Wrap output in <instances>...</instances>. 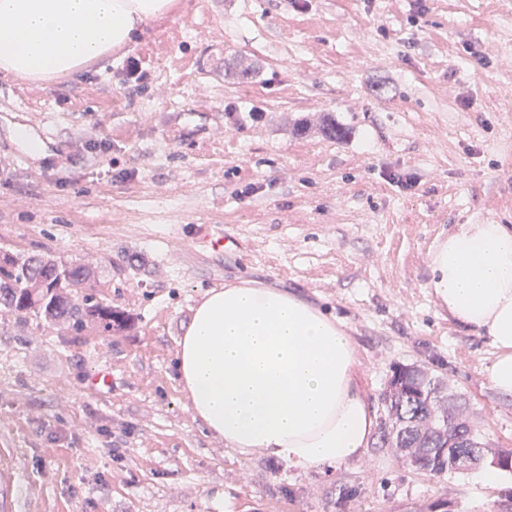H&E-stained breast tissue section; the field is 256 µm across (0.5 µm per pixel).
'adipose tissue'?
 Here are the masks:
<instances>
[{
  "label": "adipose tissue",
  "mask_w": 512,
  "mask_h": 512,
  "mask_svg": "<svg viewBox=\"0 0 512 512\" xmlns=\"http://www.w3.org/2000/svg\"><path fill=\"white\" fill-rule=\"evenodd\" d=\"M174 0H0V71L51 81L131 43ZM429 286L497 350L492 388L512 397V225L462 224L430 256ZM177 382L206 430L239 453L301 470L357 459L377 418L342 322L247 284L212 292L176 348Z\"/></svg>",
  "instance_id": "1"
}]
</instances>
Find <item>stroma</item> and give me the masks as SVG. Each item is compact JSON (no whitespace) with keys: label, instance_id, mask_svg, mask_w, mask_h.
Instances as JSON below:
<instances>
[{"label":"stroma","instance_id":"35a3bbf8","mask_svg":"<svg viewBox=\"0 0 512 512\" xmlns=\"http://www.w3.org/2000/svg\"><path fill=\"white\" fill-rule=\"evenodd\" d=\"M204 224L235 238L223 258L195 250ZM461 224L512 225V0H175L83 71L0 75V249L88 266L136 319L72 336L0 306L15 512H512V475L434 479L386 448L324 470L239 454L176 381L210 291L276 288L343 322L371 398L397 367L441 371L512 448L495 348L427 286Z\"/></svg>","mask_w":512,"mask_h":512}]
</instances>
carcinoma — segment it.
<instances>
[{"instance_id": "carcinoma-1", "label": "carcinoma", "mask_w": 512, "mask_h": 512, "mask_svg": "<svg viewBox=\"0 0 512 512\" xmlns=\"http://www.w3.org/2000/svg\"><path fill=\"white\" fill-rule=\"evenodd\" d=\"M92 272L41 255L0 250V304L18 319L33 316L47 326L65 325L72 335L92 329L102 336L127 327L129 315L112 308L89 290ZM466 397L442 375L415 367L396 369L381 394L383 414L377 447L411 458L410 465L433 477L464 470L457 455L465 448H487L479 429L456 422Z\"/></svg>"}]
</instances>
